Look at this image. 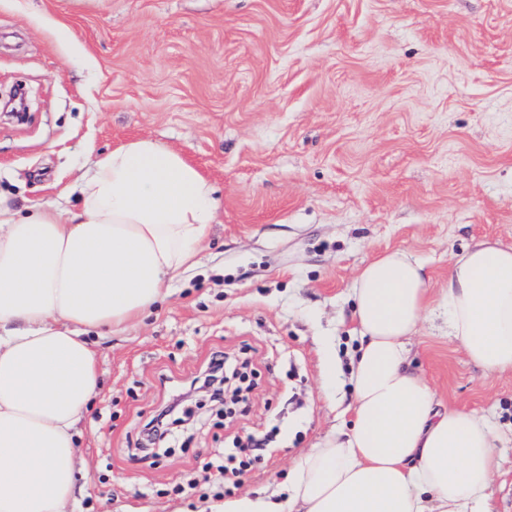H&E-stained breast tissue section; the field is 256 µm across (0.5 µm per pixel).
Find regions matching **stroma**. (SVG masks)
Here are the masks:
<instances>
[{
  "instance_id": "1",
  "label": "stroma",
  "mask_w": 512,
  "mask_h": 512,
  "mask_svg": "<svg viewBox=\"0 0 512 512\" xmlns=\"http://www.w3.org/2000/svg\"><path fill=\"white\" fill-rule=\"evenodd\" d=\"M19 84L33 121H0V192L18 206L62 201L144 137L219 198L196 267L97 347L78 512H195L274 489L351 402L359 270L406 250L436 301L452 254L512 244V0H0V92ZM243 345L247 410L196 393L176 441L143 451L160 375L186 380ZM411 349L446 405L495 412L491 505L512 512V374L484 375L437 312ZM249 434L262 450L219 483Z\"/></svg>"
}]
</instances>
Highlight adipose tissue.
<instances>
[{"mask_svg":"<svg viewBox=\"0 0 512 512\" xmlns=\"http://www.w3.org/2000/svg\"><path fill=\"white\" fill-rule=\"evenodd\" d=\"M217 208L199 169L150 138L99 157L65 203L22 209L0 194V512H75L97 342L138 324L195 266ZM352 302L350 427L299 456L277 495L201 512H492L495 426L448 408L408 367L431 306L424 265L378 256ZM438 307L470 361L512 372V245L452 255Z\"/></svg>","mask_w":512,"mask_h":512,"instance_id":"adipose-tissue-1","label":"adipose tissue"}]
</instances>
